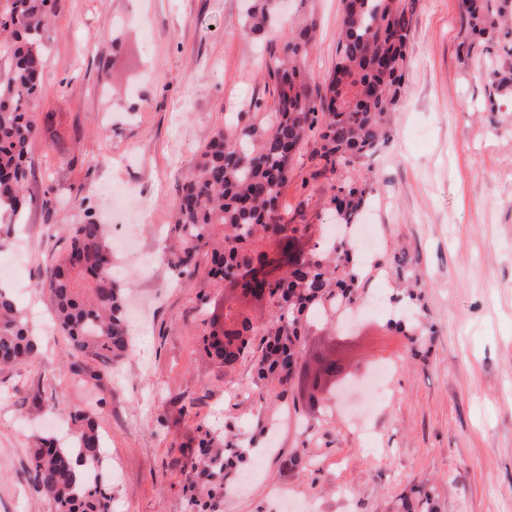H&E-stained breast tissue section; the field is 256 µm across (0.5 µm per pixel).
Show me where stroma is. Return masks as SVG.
Listing matches in <instances>:
<instances>
[{"instance_id": "1", "label": "stroma", "mask_w": 512, "mask_h": 512, "mask_svg": "<svg viewBox=\"0 0 512 512\" xmlns=\"http://www.w3.org/2000/svg\"><path fill=\"white\" fill-rule=\"evenodd\" d=\"M246 5L56 0L30 202L20 223L0 224V257L14 260L25 307L47 311L44 261L93 215L111 238L139 237V257L112 255L139 311L132 352L103 388L62 367L67 339L55 330L42 332L37 360L0 371V512H49L32 489L28 449L85 408L97 414L113 512H185L179 447L202 422L231 424L250 453L255 478L225 497L224 512H394L419 483L437 488L443 512H512V92L491 94L484 56L457 54L461 0H409L406 84L388 146L335 171L320 163L317 139L296 155L284 198L289 220L312 227L304 249L333 224L337 188L368 171L366 214L379 235L360 271L366 317L350 330L323 321L306 336L286 398L251 400L249 363L227 373L203 351L202 322L223 318L228 289L202 271L171 288L168 268L151 266L197 154L229 113L270 99L272 49L312 21L311 93L335 64L342 0H285L271 34L245 33ZM411 292L420 309L408 310ZM403 313L432 325L427 345L412 348L388 327ZM333 351L357 380L391 365L380 405L363 410L357 387L309 401L306 367ZM361 415L376 446L354 430ZM295 453L305 469L285 467Z\"/></svg>"}]
</instances>
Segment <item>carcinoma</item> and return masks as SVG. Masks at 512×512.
Masks as SVG:
<instances>
[{
    "label": "carcinoma",
    "instance_id": "cac0c4a2",
    "mask_svg": "<svg viewBox=\"0 0 512 512\" xmlns=\"http://www.w3.org/2000/svg\"><path fill=\"white\" fill-rule=\"evenodd\" d=\"M279 0H253L245 20L253 30L272 32ZM468 35L457 52L484 54L512 36V0H462ZM54 0H0V207L23 214L26 206L29 146L36 132L41 73L49 14ZM411 24L407 0H344L336 62L325 92L308 88V63L315 25L308 23L272 56V100L256 99L249 111L218 129L202 149L172 207L170 233L180 243L164 252L178 278H191L197 257L207 259L210 284L228 277L241 288L268 290L270 317L259 324L252 309L231 302L224 321H207L203 351L229 372L252 358L258 400L288 395L310 315L337 311L357 300L360 259L342 242L288 258V245L307 224L288 222L283 190L307 134L319 129L317 151L331 170L353 167L392 137L389 114L404 90ZM491 82L493 91L512 84V42L502 47ZM367 179L340 185L331 198L336 221L356 224L364 209ZM221 228V237L215 229ZM67 250L48 258L40 282L59 330L69 342L71 373L103 386L110 365L131 352L125 318V288L111 270L112 251L105 225L90 216L69 229ZM275 244L285 270L274 280L258 278L271 260L257 242ZM259 354H254L255 338ZM40 353L37 330L12 290L0 286V366L16 367ZM191 461L186 512H224L231 476L245 464L246 449L228 429L207 424L180 446ZM32 485L50 512H111L112 487L97 416L71 413L67 441L36 437L29 448ZM435 488L414 487L400 497L396 512H440Z\"/></svg>",
    "mask_w": 512,
    "mask_h": 512
}]
</instances>
